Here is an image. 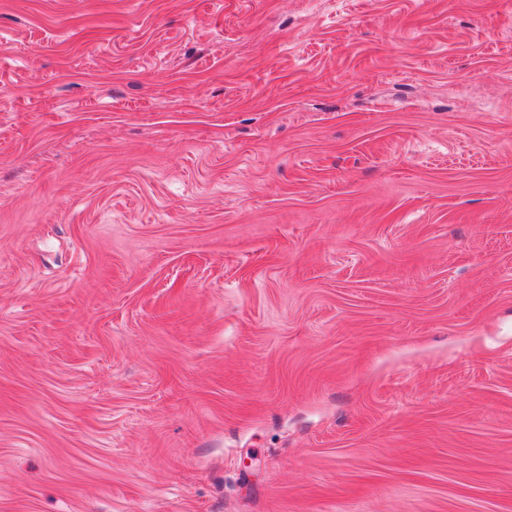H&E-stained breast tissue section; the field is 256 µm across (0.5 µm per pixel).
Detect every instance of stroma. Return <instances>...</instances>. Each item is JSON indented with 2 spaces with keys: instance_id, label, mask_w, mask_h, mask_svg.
Returning a JSON list of instances; mask_svg holds the SVG:
<instances>
[{
  "instance_id": "stroma-1",
  "label": "stroma",
  "mask_w": 512,
  "mask_h": 512,
  "mask_svg": "<svg viewBox=\"0 0 512 512\" xmlns=\"http://www.w3.org/2000/svg\"><path fill=\"white\" fill-rule=\"evenodd\" d=\"M0 512H512V0H0Z\"/></svg>"
}]
</instances>
